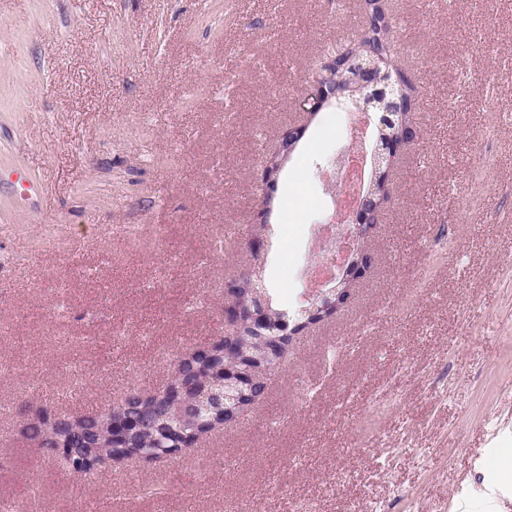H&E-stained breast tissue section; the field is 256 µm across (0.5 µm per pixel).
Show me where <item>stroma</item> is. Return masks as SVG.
<instances>
[{
  "label": "stroma",
  "mask_w": 512,
  "mask_h": 512,
  "mask_svg": "<svg viewBox=\"0 0 512 512\" xmlns=\"http://www.w3.org/2000/svg\"><path fill=\"white\" fill-rule=\"evenodd\" d=\"M389 4L421 140L392 164L371 275L233 425L84 480L24 416L165 384L253 265L302 308L332 247L320 172L354 125L315 74L361 0H0V512H512V0Z\"/></svg>",
  "instance_id": "1"
}]
</instances>
